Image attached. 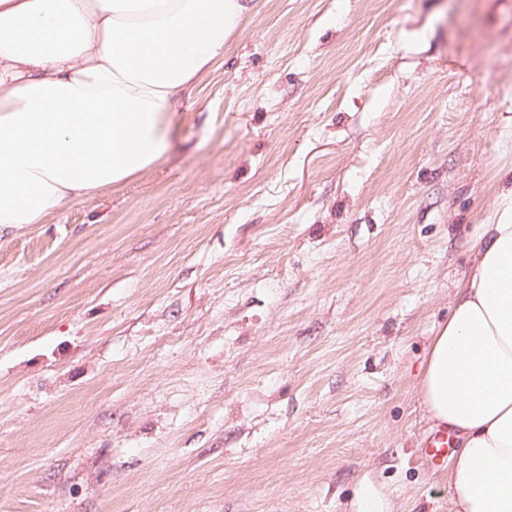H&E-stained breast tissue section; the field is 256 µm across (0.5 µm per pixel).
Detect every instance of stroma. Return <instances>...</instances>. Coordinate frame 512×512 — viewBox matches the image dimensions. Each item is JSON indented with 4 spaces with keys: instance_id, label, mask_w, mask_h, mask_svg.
I'll list each match as a JSON object with an SVG mask.
<instances>
[{
    "instance_id": "stroma-1",
    "label": "stroma",
    "mask_w": 512,
    "mask_h": 512,
    "mask_svg": "<svg viewBox=\"0 0 512 512\" xmlns=\"http://www.w3.org/2000/svg\"><path fill=\"white\" fill-rule=\"evenodd\" d=\"M173 125L0 227V512H449L417 379L512 166V0H249Z\"/></svg>"
}]
</instances>
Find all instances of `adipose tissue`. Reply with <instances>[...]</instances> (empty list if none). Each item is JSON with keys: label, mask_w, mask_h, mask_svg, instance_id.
<instances>
[{"label": "adipose tissue", "mask_w": 512, "mask_h": 512, "mask_svg": "<svg viewBox=\"0 0 512 512\" xmlns=\"http://www.w3.org/2000/svg\"><path fill=\"white\" fill-rule=\"evenodd\" d=\"M247 0H0V225L41 224L165 157ZM418 377L448 428L451 512H512V190Z\"/></svg>", "instance_id": "obj_1"}]
</instances>
